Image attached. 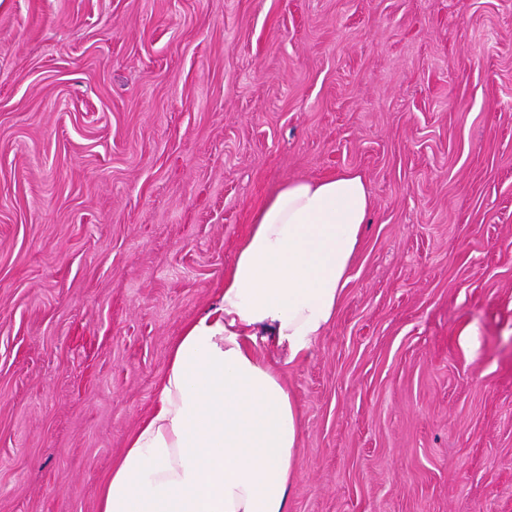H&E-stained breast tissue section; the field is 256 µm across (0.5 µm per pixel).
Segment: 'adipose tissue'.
Returning a JSON list of instances; mask_svg holds the SVG:
<instances>
[{"label": "adipose tissue", "instance_id": "ef3b65f1", "mask_svg": "<svg viewBox=\"0 0 512 512\" xmlns=\"http://www.w3.org/2000/svg\"><path fill=\"white\" fill-rule=\"evenodd\" d=\"M372 207L346 171L279 187L257 211L219 298L169 353L99 512H288L302 414L257 339L303 357L336 319Z\"/></svg>", "mask_w": 512, "mask_h": 512}]
</instances>
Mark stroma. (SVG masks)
Returning a JSON list of instances; mask_svg holds the SVG:
<instances>
[{
  "label": "stroma",
  "instance_id": "stroma-1",
  "mask_svg": "<svg viewBox=\"0 0 512 512\" xmlns=\"http://www.w3.org/2000/svg\"><path fill=\"white\" fill-rule=\"evenodd\" d=\"M344 171L335 322L257 343L290 512H512V0H0V512H98L254 211Z\"/></svg>",
  "mask_w": 512,
  "mask_h": 512
}]
</instances>
